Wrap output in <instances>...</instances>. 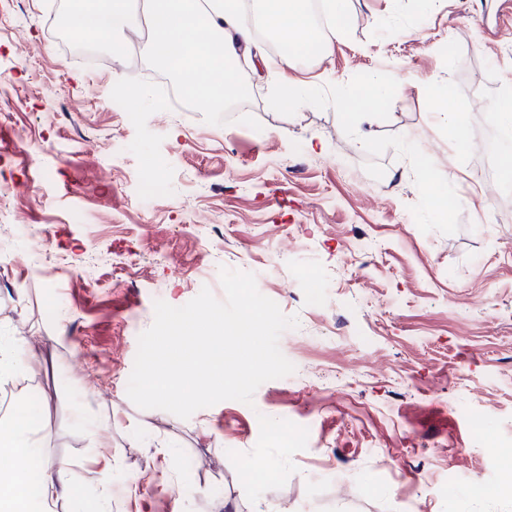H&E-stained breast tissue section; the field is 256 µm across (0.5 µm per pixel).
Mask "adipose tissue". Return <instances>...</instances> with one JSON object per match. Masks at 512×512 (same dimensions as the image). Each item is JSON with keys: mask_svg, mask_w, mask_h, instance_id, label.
Returning a JSON list of instances; mask_svg holds the SVG:
<instances>
[{"mask_svg": "<svg viewBox=\"0 0 512 512\" xmlns=\"http://www.w3.org/2000/svg\"><path fill=\"white\" fill-rule=\"evenodd\" d=\"M197 0H144L136 8L131 0H100L97 8L76 15L71 30L100 35L120 53L124 30L148 24L154 36L150 48L193 94H204L209 103L224 95H244L234 62L241 49L262 29L290 47L328 51L325 30L310 14L309 0H254L255 9L242 11V0H207L206 14H198ZM208 33L198 41L197 31ZM57 495L51 464H44L41 479L32 481L26 469L0 473V512H31L34 501L48 502Z\"/></svg>", "mask_w": 512, "mask_h": 512, "instance_id": "ef3b65f1", "label": "adipose tissue"}]
</instances>
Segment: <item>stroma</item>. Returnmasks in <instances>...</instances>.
Returning a JSON list of instances; mask_svg holds the SVG:
<instances>
[{"instance_id": "1", "label": "stroma", "mask_w": 512, "mask_h": 512, "mask_svg": "<svg viewBox=\"0 0 512 512\" xmlns=\"http://www.w3.org/2000/svg\"><path fill=\"white\" fill-rule=\"evenodd\" d=\"M46 2L0 0V184L21 186L0 224L22 227L0 253V339L41 336L39 419L23 439L39 447L30 464L67 466L35 512H73L75 489L95 496L103 474L109 512H512V496L470 492L497 470L491 448L512 444V181L491 112L512 90V0L426 13L348 0L330 52L287 68L312 101L282 108L267 72L244 67L248 93L228 112L160 108L147 44L119 57L83 36L58 45ZM380 72L390 102L348 126L339 100ZM437 82L467 113L464 149L432 112ZM118 83L135 102L113 98ZM147 177L167 201L138 197ZM436 189L457 201L450 219L429 203ZM153 224L171 228L169 261ZM198 224L215 248L204 277ZM224 268L297 316L280 350L329 368L335 394L294 373L187 419L129 399L155 301L205 287L224 299ZM111 370L109 396L88 388ZM299 428L307 444L291 441ZM438 446L448 456L431 460ZM200 456L210 467L191 470Z\"/></svg>"}]
</instances>
